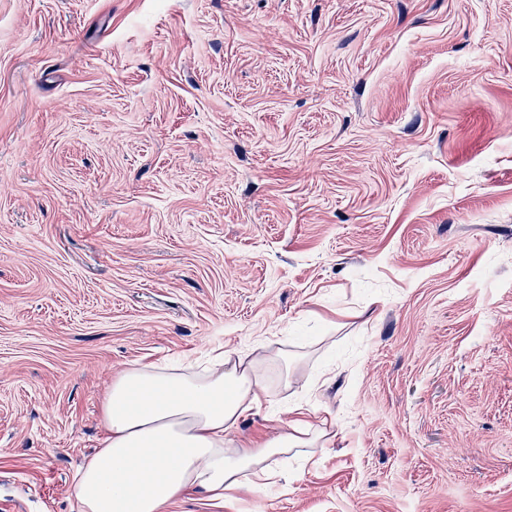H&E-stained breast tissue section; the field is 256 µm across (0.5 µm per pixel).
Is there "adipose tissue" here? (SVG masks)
Wrapping results in <instances>:
<instances>
[{
  "label": "adipose tissue",
  "instance_id": "adipose-tissue-1",
  "mask_svg": "<svg viewBox=\"0 0 512 512\" xmlns=\"http://www.w3.org/2000/svg\"><path fill=\"white\" fill-rule=\"evenodd\" d=\"M269 362L232 351L199 371L142 365L114 375L102 400L106 436L72 487L79 512H164L191 490L220 501L264 479L272 457L316 439L315 426L298 421L257 448L237 444L232 432L259 405Z\"/></svg>",
  "mask_w": 512,
  "mask_h": 512
}]
</instances>
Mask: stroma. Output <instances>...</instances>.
I'll return each mask as SVG.
<instances>
[{
	"label": "stroma",
	"instance_id": "1",
	"mask_svg": "<svg viewBox=\"0 0 512 512\" xmlns=\"http://www.w3.org/2000/svg\"><path fill=\"white\" fill-rule=\"evenodd\" d=\"M259 345L325 442L167 512H512V0H0V512Z\"/></svg>",
	"mask_w": 512,
	"mask_h": 512
}]
</instances>
